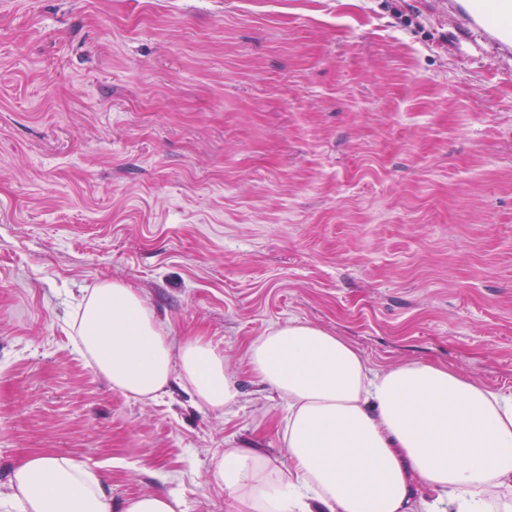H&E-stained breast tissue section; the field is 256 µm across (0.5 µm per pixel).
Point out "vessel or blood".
<instances>
[{"label": "vessel or blood", "mask_w": 512, "mask_h": 512, "mask_svg": "<svg viewBox=\"0 0 512 512\" xmlns=\"http://www.w3.org/2000/svg\"><path fill=\"white\" fill-rule=\"evenodd\" d=\"M424 11L450 16L460 44L479 42L512 57V0H424Z\"/></svg>", "instance_id": "vessel-or-blood-1"}]
</instances>
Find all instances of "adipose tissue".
Listing matches in <instances>:
<instances>
[{"mask_svg":"<svg viewBox=\"0 0 512 512\" xmlns=\"http://www.w3.org/2000/svg\"><path fill=\"white\" fill-rule=\"evenodd\" d=\"M71 328L124 394L154 400L177 379L215 412L240 398L221 352L201 336L172 342L123 283L90 290ZM245 359L288 404V461L225 449L213 477L234 512H431L423 489L450 493L452 512H512V396L432 363L372 371L352 344L307 322L269 329ZM5 505L112 512V497L88 464L38 454L13 468Z\"/></svg>","mask_w":512,"mask_h":512,"instance_id":"1","label":"adipose tissue"}]
</instances>
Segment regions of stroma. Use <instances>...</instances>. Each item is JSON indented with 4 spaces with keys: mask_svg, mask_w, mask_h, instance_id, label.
Returning <instances> with one entry per match:
<instances>
[{
    "mask_svg": "<svg viewBox=\"0 0 512 512\" xmlns=\"http://www.w3.org/2000/svg\"><path fill=\"white\" fill-rule=\"evenodd\" d=\"M498 64L416 0H0V490L43 453L116 506L231 512L225 449L288 459L245 350L289 321L512 395ZM106 281L223 353L238 404L113 390L69 330ZM182 506L175 495L147 494L127 499L121 512H182Z\"/></svg>",
    "mask_w": 512,
    "mask_h": 512,
    "instance_id": "1",
    "label": "stroma"
}]
</instances>
